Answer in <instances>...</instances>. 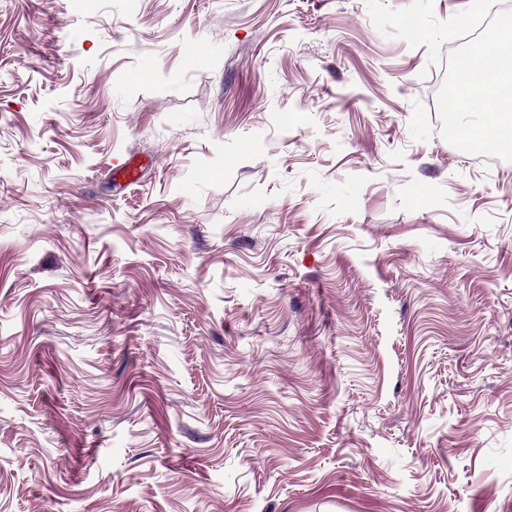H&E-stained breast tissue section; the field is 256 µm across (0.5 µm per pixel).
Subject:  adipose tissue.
I'll return each instance as SVG.
<instances>
[{"mask_svg": "<svg viewBox=\"0 0 512 512\" xmlns=\"http://www.w3.org/2000/svg\"><path fill=\"white\" fill-rule=\"evenodd\" d=\"M464 65L484 73L485 79L479 84L461 83L448 108L449 114H459L463 102L482 103L489 121L477 130V139L495 149L511 152L512 26L466 54Z\"/></svg>", "mask_w": 512, "mask_h": 512, "instance_id": "ef3b65f1", "label": "adipose tissue"}]
</instances>
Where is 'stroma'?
<instances>
[{
  "mask_svg": "<svg viewBox=\"0 0 512 512\" xmlns=\"http://www.w3.org/2000/svg\"><path fill=\"white\" fill-rule=\"evenodd\" d=\"M485 2L0 0V512H512Z\"/></svg>",
  "mask_w": 512,
  "mask_h": 512,
  "instance_id": "1",
  "label": "stroma"
}]
</instances>
